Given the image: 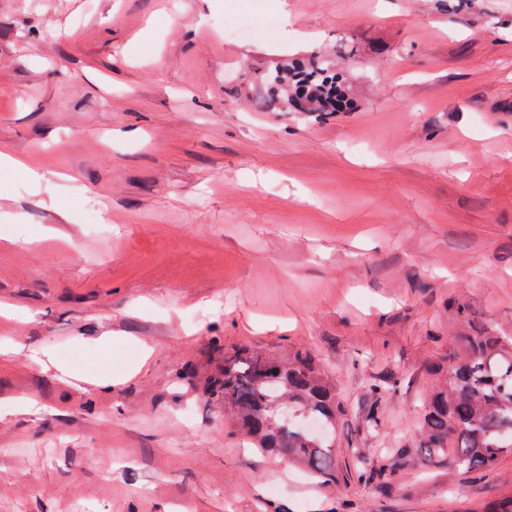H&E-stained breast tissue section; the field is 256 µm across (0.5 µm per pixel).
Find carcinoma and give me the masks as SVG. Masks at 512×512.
Masks as SVG:
<instances>
[{
    "label": "carcinoma",
    "instance_id": "cac0c4a2",
    "mask_svg": "<svg viewBox=\"0 0 512 512\" xmlns=\"http://www.w3.org/2000/svg\"><path fill=\"white\" fill-rule=\"evenodd\" d=\"M303 101L314 84L329 99L324 112L356 109L344 70L314 56L288 67ZM458 351L423 410V465L487 470L512 456V342L485 328L457 337ZM203 395L224 408L234 432L259 451L288 459L321 483L336 482L332 438L346 408L336 383L307 350L288 354L240 349L206 378Z\"/></svg>",
    "mask_w": 512,
    "mask_h": 512
}]
</instances>
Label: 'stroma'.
<instances>
[{"mask_svg": "<svg viewBox=\"0 0 512 512\" xmlns=\"http://www.w3.org/2000/svg\"><path fill=\"white\" fill-rule=\"evenodd\" d=\"M315 54L359 109L272 111L253 75ZM0 154V512L512 494V456L418 466L458 331L512 338V0H0ZM217 342L335 378L336 483L234 433Z\"/></svg>", "mask_w": 512, "mask_h": 512, "instance_id": "stroma-1", "label": "stroma"}]
</instances>
